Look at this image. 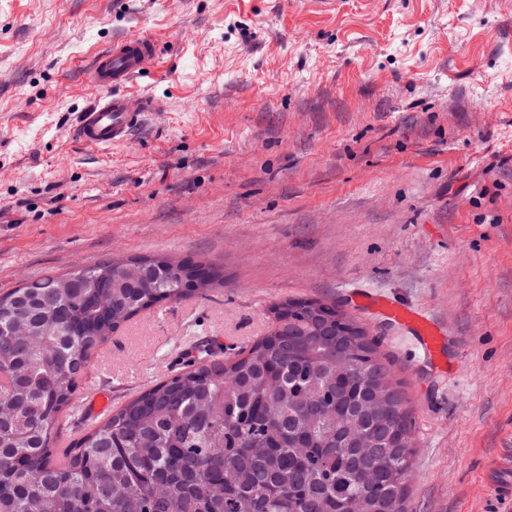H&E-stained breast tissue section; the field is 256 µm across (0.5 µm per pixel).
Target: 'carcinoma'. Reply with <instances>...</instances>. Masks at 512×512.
I'll use <instances>...</instances> for the list:
<instances>
[{
	"label": "carcinoma",
	"mask_w": 512,
	"mask_h": 512,
	"mask_svg": "<svg viewBox=\"0 0 512 512\" xmlns=\"http://www.w3.org/2000/svg\"><path fill=\"white\" fill-rule=\"evenodd\" d=\"M206 295L220 270L199 262ZM186 261L104 260L0 298V512H406L409 411L377 343L343 311L293 322L155 384L58 454L93 350L190 293ZM28 335H14L16 325Z\"/></svg>",
	"instance_id": "carcinoma-1"
}]
</instances>
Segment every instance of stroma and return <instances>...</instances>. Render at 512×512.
Instances as JSON below:
<instances>
[{
	"mask_svg": "<svg viewBox=\"0 0 512 512\" xmlns=\"http://www.w3.org/2000/svg\"><path fill=\"white\" fill-rule=\"evenodd\" d=\"M148 30L159 70L127 143L83 144L97 52ZM166 254L219 268L206 296L124 323L78 400L121 406L236 354L306 298L379 342L416 434L408 512H512V0H0V295ZM367 289L424 310L437 365ZM510 467L512 468V458L509 459L506 464L501 463L493 474L491 472L488 473L486 486L489 491L503 498H512L510 482L499 475L502 471H506Z\"/></svg>",
	"mask_w": 512,
	"mask_h": 512,
	"instance_id": "35a3bbf8",
	"label": "stroma"
}]
</instances>
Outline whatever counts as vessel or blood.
Listing matches in <instances>:
<instances>
[{"instance_id":"vessel-or-blood-1","label":"vessel or blood","mask_w":512,"mask_h":512,"mask_svg":"<svg viewBox=\"0 0 512 512\" xmlns=\"http://www.w3.org/2000/svg\"><path fill=\"white\" fill-rule=\"evenodd\" d=\"M163 46L146 32L126 36L95 57L91 81L103 95L82 112L77 121V136L85 144L108 148L127 142L140 124L142 111L132 110L125 88L131 79L141 76L150 64L159 62ZM361 304L378 306L401 325L417 342L425 356L435 349V331L431 321L420 311L393 305L383 297L360 291Z\"/></svg>"}]
</instances>
